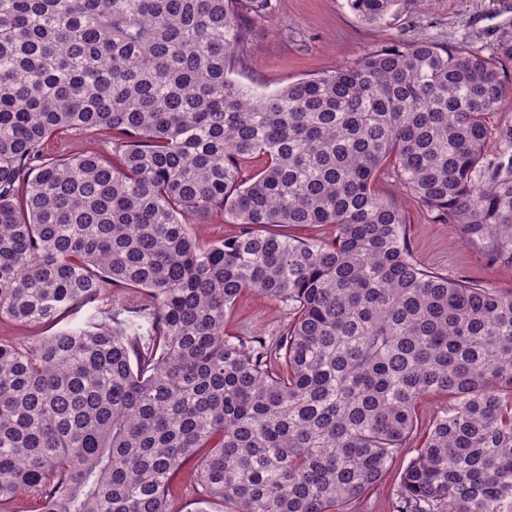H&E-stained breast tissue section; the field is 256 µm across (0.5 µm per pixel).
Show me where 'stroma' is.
I'll return each mask as SVG.
<instances>
[{
    "instance_id": "stroma-1",
    "label": "stroma",
    "mask_w": 512,
    "mask_h": 512,
    "mask_svg": "<svg viewBox=\"0 0 512 512\" xmlns=\"http://www.w3.org/2000/svg\"><path fill=\"white\" fill-rule=\"evenodd\" d=\"M272 3V13L255 21L249 52L232 73L236 82L266 93L353 64L366 53L392 43L426 39L453 45L465 40L487 51L503 31L512 30V0H398L392 14L374 25L363 22L347 0ZM376 187L404 208L408 246L420 265L453 279L512 291V265L488 262L481 246L470 241L460 225L434 222L392 172L381 173ZM287 322L284 306L246 292L228 314L225 330L270 341ZM420 443V437H413L394 457L383 482L367 495L362 512H395L396 478Z\"/></svg>"
}]
</instances>
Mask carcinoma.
<instances>
[{
    "instance_id": "1",
    "label": "carcinoma",
    "mask_w": 512,
    "mask_h": 512,
    "mask_svg": "<svg viewBox=\"0 0 512 512\" xmlns=\"http://www.w3.org/2000/svg\"><path fill=\"white\" fill-rule=\"evenodd\" d=\"M397 0H349L383 21ZM271 0H0V512H356L443 394L398 512H512V292L421 268L376 187L512 261V95L491 52L419 39L258 94L230 78ZM103 134L112 158H44ZM260 162L252 175L247 164ZM238 235L206 242L196 218ZM335 238L299 239L295 225ZM147 299L95 305L107 286ZM253 291L268 345L227 336ZM68 151H89L105 159H110L112 144L107 136L88 134L86 136H62L57 140H51L45 149L46 154L51 157ZM288 322V311L277 302L244 292L226 319L225 330L235 336H261L267 342ZM53 330L45 326L24 324L9 319L0 321V338L8 339L13 342H32L43 336H48Z\"/></svg>"
}]
</instances>
